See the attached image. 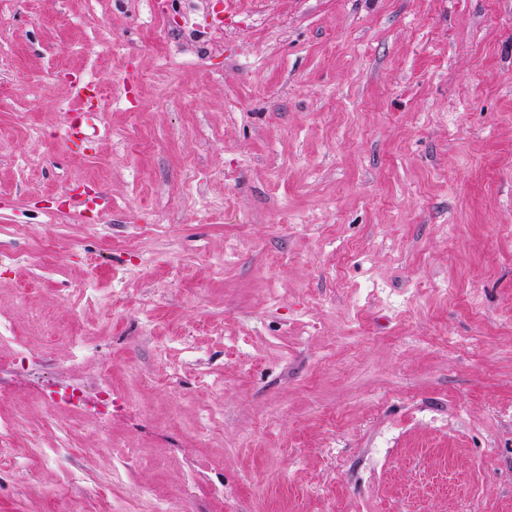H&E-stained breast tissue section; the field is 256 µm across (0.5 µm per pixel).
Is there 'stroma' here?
Here are the masks:
<instances>
[{
	"instance_id": "35a3bbf8",
	"label": "stroma",
	"mask_w": 512,
	"mask_h": 512,
	"mask_svg": "<svg viewBox=\"0 0 512 512\" xmlns=\"http://www.w3.org/2000/svg\"><path fill=\"white\" fill-rule=\"evenodd\" d=\"M0 95V512H512V0H0ZM2 352V362L4 353L9 358L8 368L10 372L15 373L17 369L25 370L31 363H35L32 351L26 345L22 336H19L13 326L8 323H0V365ZM96 387L95 398L93 401V409L96 411L101 419L105 422V439H107V429L112 421V413L115 409L125 406V401H119L117 398L113 399L112 391V369L106 365L97 367L94 382ZM11 399V391L0 381V459H9L14 462L9 441V433L17 422L8 415H4L2 408L7 406ZM40 402L47 414L56 412L60 406L68 407L74 414H83L89 410L88 390L83 380L58 383L54 388L40 394Z\"/></svg>"
}]
</instances>
